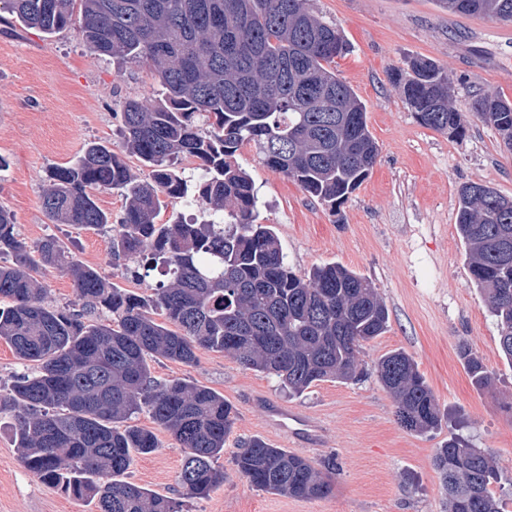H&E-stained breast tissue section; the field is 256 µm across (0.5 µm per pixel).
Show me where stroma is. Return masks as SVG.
Instances as JSON below:
<instances>
[{"mask_svg": "<svg viewBox=\"0 0 512 512\" xmlns=\"http://www.w3.org/2000/svg\"><path fill=\"white\" fill-rule=\"evenodd\" d=\"M312 4L349 44L334 68L367 108L377 163L333 209L269 168L253 146H242L237 159L258 193L256 221L273 225L289 267L303 273L339 263L364 276L388 308V329L362 346L360 380L320 382L299 396L221 352L199 351L190 366L153 361L157 379L211 388L234 406L232 432L215 462L224 482L207 496H186L180 482L185 452L163 431L160 448L136 456L125 479L172 498L181 512H448L433 456L456 436L494 453L497 487L512 512V363L499 349L495 318L470 282L456 229L460 185L483 183L512 198V153L494 127L468 112L469 100L485 90L512 101V23L451 15L434 0ZM416 57L447 71L452 104L465 115L464 136L421 124L393 83V74ZM159 93L148 65L91 56L75 28L48 36L0 15V156L8 162L0 172V206L13 213L27 244L56 237L75 259L137 294L146 293L145 283L112 268L111 233L52 223L40 195L47 172L68 165L88 142L120 149L118 113L125 99L155 101ZM463 345L494 374L491 388L469 378L459 356ZM396 349L413 357L432 390L443 414L437 430L416 434L398 422L376 372L377 361ZM266 399L319 420L318 439L297 440L269 428ZM11 422L0 413V512H97L95 503L69 497L25 468ZM253 438L318 465L335 463L333 492L297 499L256 490L233 463Z\"/></svg>", "mask_w": 512, "mask_h": 512, "instance_id": "obj_1", "label": "stroma"}]
</instances>
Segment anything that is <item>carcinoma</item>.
Instances as JSON below:
<instances>
[{
    "label": "carcinoma",
    "mask_w": 512,
    "mask_h": 512,
    "mask_svg": "<svg viewBox=\"0 0 512 512\" xmlns=\"http://www.w3.org/2000/svg\"><path fill=\"white\" fill-rule=\"evenodd\" d=\"M435 4L454 15L512 22V0ZM2 9L45 34L67 28L79 13L78 36L91 54L147 63L164 93L155 104L126 100L122 149L86 144L70 165L48 171L40 196L52 222L93 230L112 223L96 195L125 197L112 266L140 281L158 272L163 279L151 293L119 287L55 237L28 247L13 214L0 207V341L36 364L0 397V412L14 417L20 458L45 484L97 503L98 512H180L172 499L122 479L134 455L160 447L153 431L130 424L132 416L147 410L186 450L181 485L203 496L224 482L213 462L224 453L235 410L205 386L156 381L148 360L192 365L201 350L223 352L299 395L317 382L356 380L359 349L388 328L386 305L365 277L339 263L303 274L288 266L273 228L255 223L257 192L237 160L241 146H254L269 167L333 209L367 178L379 149L366 106L331 67L347 42L309 0H0ZM392 80L422 124L464 134V115L436 62L415 58ZM470 108L512 151V102L484 91ZM128 155L151 169L150 179L134 173ZM183 158L199 160L197 179L176 168ZM175 200L207 218L157 223ZM506 201L490 186L462 185L457 228L471 281L512 363ZM47 267L72 277L73 303L45 305L37 274ZM461 357L475 385L493 386L478 355L464 347ZM376 372L403 428H439L438 403L411 355L392 351ZM235 465L263 492L318 498L333 490L334 465L318 467L258 438ZM433 465L449 512H504L490 452L452 437L436 449Z\"/></svg>",
    "instance_id": "1"
}]
</instances>
